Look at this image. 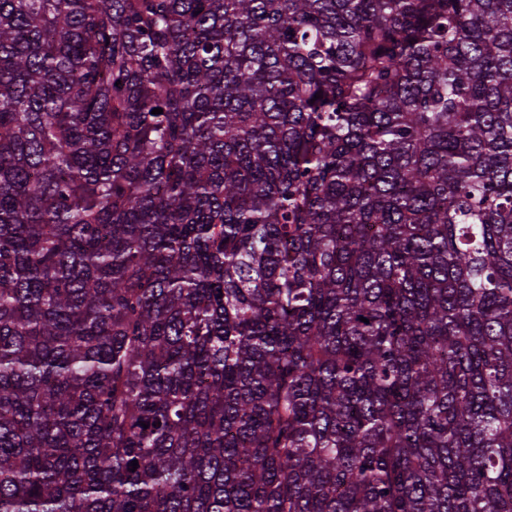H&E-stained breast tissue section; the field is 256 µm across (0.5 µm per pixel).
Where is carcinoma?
Returning <instances> with one entry per match:
<instances>
[{
    "mask_svg": "<svg viewBox=\"0 0 512 512\" xmlns=\"http://www.w3.org/2000/svg\"><path fill=\"white\" fill-rule=\"evenodd\" d=\"M0 512H512V0H0Z\"/></svg>",
    "mask_w": 512,
    "mask_h": 512,
    "instance_id": "obj_1",
    "label": "carcinoma"
}]
</instances>
